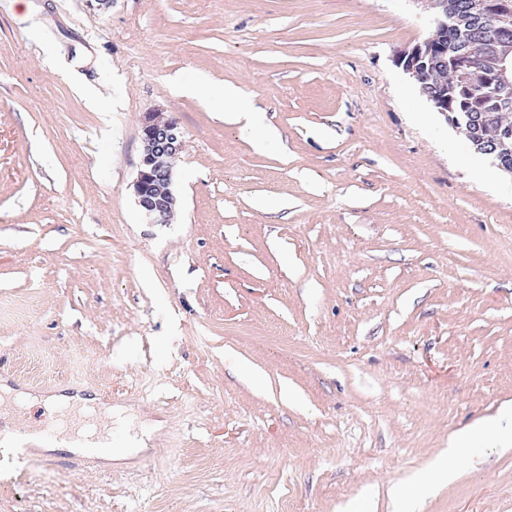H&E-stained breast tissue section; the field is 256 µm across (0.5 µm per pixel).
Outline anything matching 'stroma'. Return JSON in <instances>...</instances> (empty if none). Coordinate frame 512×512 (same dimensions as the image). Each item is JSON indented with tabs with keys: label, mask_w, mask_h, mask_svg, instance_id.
Listing matches in <instances>:
<instances>
[{
	"label": "stroma",
	"mask_w": 512,
	"mask_h": 512,
	"mask_svg": "<svg viewBox=\"0 0 512 512\" xmlns=\"http://www.w3.org/2000/svg\"><path fill=\"white\" fill-rule=\"evenodd\" d=\"M414 0H0V390L51 456L82 405L148 448L0 462V512H512V173L397 65ZM239 85L278 145L209 94ZM101 88L91 107L82 87ZM183 133L177 204L133 183L145 113ZM254 367L250 377L238 362ZM503 419H511L512 423L511 405H505L499 409L495 416L455 433L448 443L447 464L436 470L434 478L444 482L452 481L457 473L452 461L468 453L475 443L482 442L489 433H494L498 442L505 443L504 447L510 448L512 444V425L511 429L510 427L502 428L501 421Z\"/></svg>",
	"instance_id": "stroma-1"
}]
</instances>
